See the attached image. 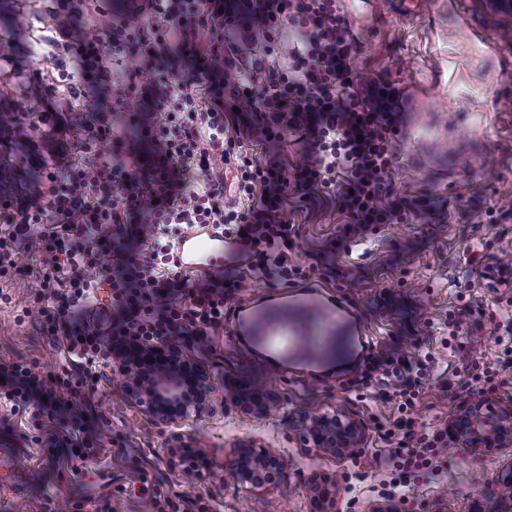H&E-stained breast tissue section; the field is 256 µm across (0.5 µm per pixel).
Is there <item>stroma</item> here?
I'll return each mask as SVG.
<instances>
[{"mask_svg":"<svg viewBox=\"0 0 512 512\" xmlns=\"http://www.w3.org/2000/svg\"><path fill=\"white\" fill-rule=\"evenodd\" d=\"M360 51L352 63L358 86L389 79L402 92L403 110L393 144L391 193L420 216L351 234L334 194L303 200L290 195L284 219L298 236L294 259L307 276L291 285L247 281L229 301L224 326L201 347L187 337L186 353L205 366L214 389L211 406L177 426L156 424L126 397L121 376L105 369L91 396L87 434L96 457L73 464L66 448L48 452L43 431L63 430L32 412H13L0 400V444L19 448L28 480L12 493L0 477V512H147L140 487H157L178 512H303L305 483L316 471L340 476L339 512H371L378 497L359 487L373 454L400 413L357 380L368 362L420 349L436 362L416 401L414 428L444 427L464 398L458 380L472 365L490 374L477 391L512 399V344L498 342L491 320L512 312V288H488L465 261L468 245L483 241L490 257L512 255V5L507 0H338ZM25 24L0 19V104L20 107L14 150L49 161L70 142L39 120L45 86L66 89L60 52L50 43L59 26L58 0H17ZM28 278L0 282V359L27 361L47 379L66 357L62 343L44 336L28 307ZM331 297L324 311L307 301L310 288ZM267 319L288 318L305 339L288 352L267 355L260 340L242 341L233 323L241 304ZM464 310L463 333L450 336L448 314ZM255 385L279 405L265 418L226 402V387ZM344 410L361 433L359 453L336 460L308 455L289 433L297 415ZM253 438L278 449L288 468L278 486L247 489L224 476V454ZM174 448L206 458L193 484L171 463ZM512 464V451L484 455L448 451L444 474L420 483L410 497L440 501L442 512H470L492 477Z\"/></svg>","mask_w":512,"mask_h":512,"instance_id":"35a3bbf8","label":"stroma"}]
</instances>
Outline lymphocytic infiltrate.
Segmentation results:
<instances>
[{
	"instance_id": "lymphocytic-infiltrate-1",
	"label": "lymphocytic infiltrate",
	"mask_w": 512,
	"mask_h": 512,
	"mask_svg": "<svg viewBox=\"0 0 512 512\" xmlns=\"http://www.w3.org/2000/svg\"><path fill=\"white\" fill-rule=\"evenodd\" d=\"M75 31L62 26L60 45L77 82L66 97L46 94L73 152L43 164L38 189L0 225V281L17 274L19 250L40 255L29 297L68 358L45 382L25 363L0 361V395L17 412L64 413L85 460L95 454L83 435L87 399L114 352L131 340L218 331L244 277L305 278L292 257L296 232L282 218L289 191H334L357 235L406 221L409 208L388 196L400 92L385 78L355 86L360 46L336 0H143L138 15L113 12L96 38ZM287 43L289 65L275 63ZM123 58L132 67L115 69ZM129 98L136 111L124 108ZM292 131L304 140L302 164L252 158L254 142L279 147ZM229 164L238 199L228 204ZM200 224L239 243L246 276L180 270L176 241ZM103 281L112 303L98 319ZM434 367L416 351L374 365L370 377L409 414ZM447 459V430H411L376 453L371 477L405 496Z\"/></svg>"
}]
</instances>
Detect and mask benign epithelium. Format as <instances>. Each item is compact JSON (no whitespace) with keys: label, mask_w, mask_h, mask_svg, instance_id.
I'll use <instances>...</instances> for the list:
<instances>
[{"label":"benign epithelium","mask_w":512,"mask_h":512,"mask_svg":"<svg viewBox=\"0 0 512 512\" xmlns=\"http://www.w3.org/2000/svg\"><path fill=\"white\" fill-rule=\"evenodd\" d=\"M113 370L129 379L127 398L161 425H178L201 414L213 397L210 373L176 342L136 343L112 355ZM231 400L258 417L270 409L267 394L251 388L246 397ZM298 447L316 456L349 458L359 442L358 425L336 409L305 415L294 427ZM448 447L474 448L494 454L512 448V402H496L483 393L468 396L448 421ZM172 455L184 472L196 474L206 465L195 448H174ZM285 457L254 439L239 441L224 455V473L249 488H263L286 475ZM339 483L336 475L315 471L307 480V512H335Z\"/></svg>","instance_id":"1"}]
</instances>
